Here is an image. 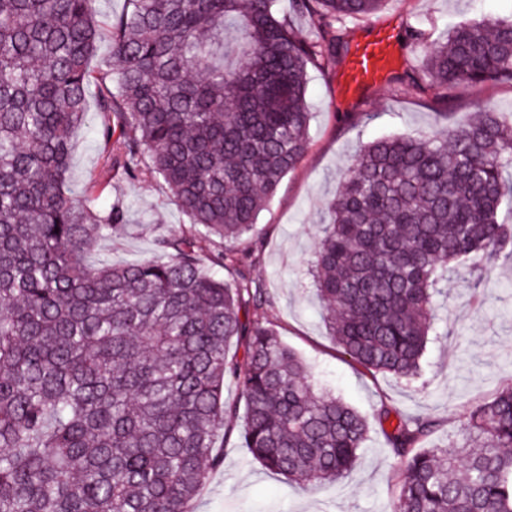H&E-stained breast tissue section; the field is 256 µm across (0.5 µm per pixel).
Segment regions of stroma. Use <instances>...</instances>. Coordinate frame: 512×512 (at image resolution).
Listing matches in <instances>:
<instances>
[{"instance_id": "stroma-1", "label": "stroma", "mask_w": 512, "mask_h": 512, "mask_svg": "<svg viewBox=\"0 0 512 512\" xmlns=\"http://www.w3.org/2000/svg\"><path fill=\"white\" fill-rule=\"evenodd\" d=\"M511 15L512 0H385L377 14L349 21L355 42L372 28L396 26L398 61L382 84L350 99L340 92L342 67H309L312 117L307 152L261 211L259 241L245 238L234 244L247 254L251 278L269 297L267 318L281 341L311 366L319 385L370 419L383 404L429 419L434 427L423 441L427 448L446 446L471 408L512 385V261L499 258L490 277L480 283L479 305L470 299V282L450 275L447 320L441 325L442 336L427 346L424 384L418 388L388 375L363 373L333 344L322 306L306 286L307 269L339 174L361 145L390 135L420 137L480 106L512 117L510 82L451 89L447 112L439 114L432 93L416 92L403 80L405 72L420 67V47L411 40V30L422 31L427 43L437 44L459 22ZM99 154L93 129L79 130L69 173L74 187L98 175ZM117 198L125 203L128 229L101 240L90 262L135 264L154 252L158 236L181 237L200 230L172 203L162 179L113 178L98 204L106 207ZM216 446L224 465L206 479L194 512H385L404 477L403 464L393 457L372 419L355 467L339 482L297 486L254 461L237 437L217 441Z\"/></svg>"}]
</instances>
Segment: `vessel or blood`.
<instances>
[{"label":"vessel or blood","mask_w":512,"mask_h":512,"mask_svg":"<svg viewBox=\"0 0 512 512\" xmlns=\"http://www.w3.org/2000/svg\"><path fill=\"white\" fill-rule=\"evenodd\" d=\"M393 29L379 27L360 42L348 59L342 78L345 95H358L364 88L384 82L395 50Z\"/></svg>","instance_id":"obj_1"}]
</instances>
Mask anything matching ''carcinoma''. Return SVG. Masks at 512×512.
Here are the masks:
<instances>
[{
    "label": "carcinoma",
    "instance_id": "obj_1",
    "mask_svg": "<svg viewBox=\"0 0 512 512\" xmlns=\"http://www.w3.org/2000/svg\"><path fill=\"white\" fill-rule=\"evenodd\" d=\"M97 0H0V512H192L240 439L290 483L343 479L368 420L317 387L279 338L238 252L217 278L212 237L256 236L260 212L303 158L308 67L349 52L347 19L385 0H128L109 29ZM233 24L236 34L224 40ZM421 50L433 86L512 82V18L463 23ZM108 39L112 67L89 61ZM94 95L100 175L68 181L74 132ZM159 177L201 236L157 238L124 266L91 265L126 230L123 203L98 208L112 178ZM512 123L479 108L450 128L359 148L327 206L310 264L332 342L363 371L415 383L441 336L449 266L512 247ZM243 355H229L231 343ZM406 463L389 512H512V386L474 407L459 438L419 449L433 423L381 405Z\"/></svg>",
    "mask_w": 512,
    "mask_h": 512
}]
</instances>
